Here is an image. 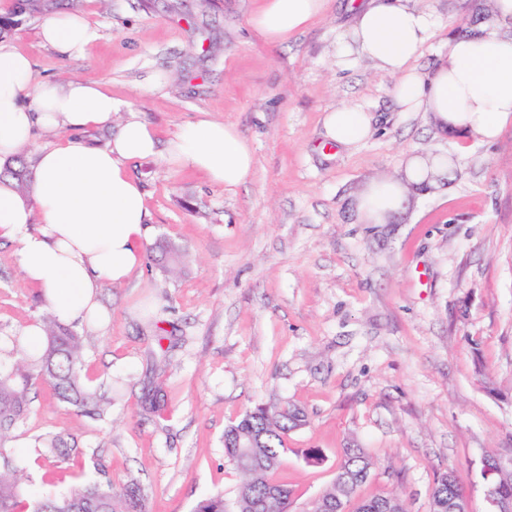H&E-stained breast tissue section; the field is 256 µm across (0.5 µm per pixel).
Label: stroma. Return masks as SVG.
<instances>
[{
	"mask_svg": "<svg viewBox=\"0 0 512 512\" xmlns=\"http://www.w3.org/2000/svg\"><path fill=\"white\" fill-rule=\"evenodd\" d=\"M404 2L429 5L441 21L416 60L431 72L475 0ZM260 3L75 0L100 32L79 58L44 46L39 19L14 34L34 84H104L114 124L136 114L162 146L197 118L230 123L254 155L251 178L235 188L160 154L130 165L148 238L181 246L182 271L145 264L102 286L109 323L77 327L89 337L83 372L120 393L99 420L58 403L48 385L32 390L8 443L25 492L134 479L150 512H193L211 494H235L225 426L287 401L308 417L276 474L296 505L332 481L354 444L374 463L360 497L396 491L408 512H427L437 477L450 472L470 512H487L482 460L512 455V126L484 144L398 111L393 79L376 63L336 58L348 0H327L281 44L250 27ZM342 104L372 112L373 132L329 148L323 117ZM411 151L454 159L452 179L413 195L391 223H362L358 194ZM44 309L16 244L0 240V347ZM150 383L167 392L163 415L139 412ZM48 432L79 455L39 456L35 440ZM299 448L318 449L323 463L307 464Z\"/></svg>",
	"mask_w": 512,
	"mask_h": 512,
	"instance_id": "1",
	"label": "stroma"
}]
</instances>
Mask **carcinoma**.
I'll return each instance as SVG.
<instances>
[{
  "label": "carcinoma",
  "instance_id": "carcinoma-1",
  "mask_svg": "<svg viewBox=\"0 0 512 512\" xmlns=\"http://www.w3.org/2000/svg\"><path fill=\"white\" fill-rule=\"evenodd\" d=\"M58 0H13L0 14V35L12 34L29 18L50 14ZM9 176L24 190L30 172L22 158L0 168V179ZM184 251L174 242L158 239L147 260L166 275L175 273ZM45 345L34 358L23 350L0 351V512H149L148 495L139 482L129 481L120 490L112 482L73 484L64 493H43L28 502L21 500L19 470L6 455V443L30 413V390L46 384L56 398L69 408L103 417L114 397L88 385L82 376L86 337L61 324L47 313L40 318ZM166 395L157 386L141 399L147 415L161 413ZM305 412L295 405L258 406L245 412L224 429V456L239 475L232 502L217 493L198 502L195 512H293V492L288 484L275 479L284 457L290 451V432L306 425ZM39 455L68 460L76 449L58 434L36 439ZM373 462L363 448H346L332 482L304 503L303 512H406L402 498L392 492L357 499L359 488L371 475ZM499 497L504 512H512V465L499 479ZM466 498L451 473L441 474L432 488L428 512H462Z\"/></svg>",
  "mask_w": 512,
  "mask_h": 512
}]
</instances>
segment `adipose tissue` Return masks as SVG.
<instances>
[{
  "instance_id": "ef3b65f1",
  "label": "adipose tissue",
  "mask_w": 512,
  "mask_h": 512,
  "mask_svg": "<svg viewBox=\"0 0 512 512\" xmlns=\"http://www.w3.org/2000/svg\"><path fill=\"white\" fill-rule=\"evenodd\" d=\"M325 2L263 0L250 25L265 41L282 43L320 17ZM351 10L354 20L336 55H365L393 76L391 96L401 111L429 113L438 129L484 142L512 125V34L506 32L512 0H494V21L451 38L428 74L414 60L438 25L432 10L400 0H354ZM40 37L62 55L82 56L99 31L84 11L60 10L44 19ZM113 110L111 93L99 83L34 84L30 58L12 37L0 38V163L17 157L35 131L52 136L106 127ZM372 122L361 107L342 106L326 114L325 136L349 147L370 135ZM160 152L170 165L203 172L227 188L245 184L253 171L251 147L233 125L201 117L162 148L148 125L130 117L106 147L72 138L44 147L31 191L0 181V239L17 242L29 283L62 322L100 313L102 283H123L141 266L147 206L129 166ZM452 170L446 156L405 154L397 176L375 179L359 194L357 213L366 224L389 223L413 193L439 187Z\"/></svg>"
}]
</instances>
